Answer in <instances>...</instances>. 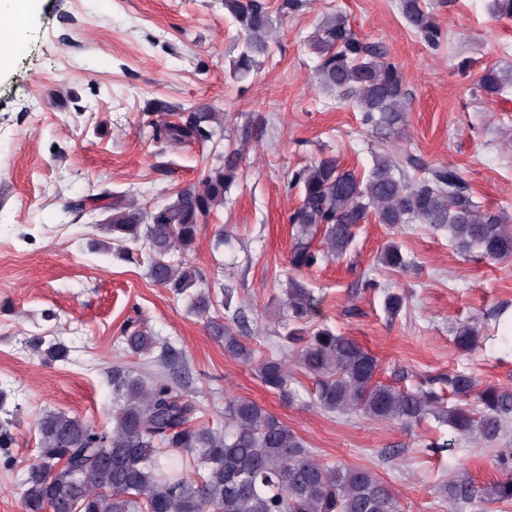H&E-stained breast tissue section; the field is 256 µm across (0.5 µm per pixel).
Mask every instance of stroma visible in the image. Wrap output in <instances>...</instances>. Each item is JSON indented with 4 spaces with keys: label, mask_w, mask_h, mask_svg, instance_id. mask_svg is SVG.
Returning a JSON list of instances; mask_svg holds the SVG:
<instances>
[{
    "label": "stroma",
    "mask_w": 512,
    "mask_h": 512,
    "mask_svg": "<svg viewBox=\"0 0 512 512\" xmlns=\"http://www.w3.org/2000/svg\"><path fill=\"white\" fill-rule=\"evenodd\" d=\"M269 0L275 33L267 56L246 77L231 76L240 49L224 0H37L10 61L0 67V390L16 414L12 444L0 448V512H24L22 480L39 455L37 419L57 410L97 432L112 428V371L142 365L118 349L136 317L184 352L195 424L224 420V398L247 397L279 417L329 466L364 467L395 493L400 512H449L442 484L478 486L503 478L493 450L429 416L413 428L358 412L322 410L315 379L289 363L287 401L209 335L186 298L153 283L145 267L117 259L101 224L102 187L136 193L146 206L198 182L208 164L200 144H170L153 127L209 105L224 114V143L239 147L238 179L213 210L186 261L231 288L216 315L241 312L238 328L256 358L283 334L289 279L319 301L314 324L357 340L379 365L378 379L430 389L453 406L444 383L466 370L485 385L512 389V257L461 253L447 230L422 222L391 227L368 217L342 258L291 270L289 215L300 203L293 175L336 156L367 173L387 154L410 179L457 166L482 209L512 219V94L476 90L485 69L512 72V19L491 0H424L445 38L429 48L408 27L400 0H302L282 13ZM339 13L363 39L382 43L401 65L409 106L395 130L364 124L352 103L318 80L308 37ZM166 113L147 114L153 100ZM83 208H76V201ZM395 243L409 264L382 265ZM379 282L365 288L367 279ZM404 296L398 315L386 291ZM478 329L467 353L456 328ZM63 341L66 361L31 351L28 340Z\"/></svg>",
    "instance_id": "stroma-1"
}]
</instances>
